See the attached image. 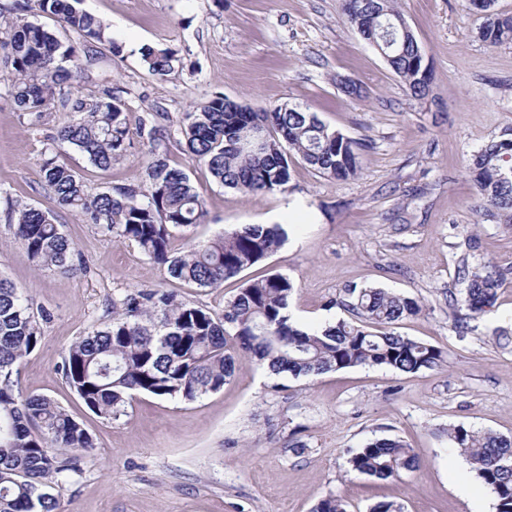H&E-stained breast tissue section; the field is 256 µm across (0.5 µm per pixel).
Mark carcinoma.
<instances>
[{"instance_id": "carcinoma-1", "label": "carcinoma", "mask_w": 512, "mask_h": 512, "mask_svg": "<svg viewBox=\"0 0 512 512\" xmlns=\"http://www.w3.org/2000/svg\"><path fill=\"white\" fill-rule=\"evenodd\" d=\"M482 11V39L490 45L512 40V16ZM82 0H12L0 4V51L5 71L0 83L21 112L41 120L60 103L70 117L50 138L40 168L41 181L56 204L82 214L114 238L129 241L168 274L199 288H218L244 270L264 262L286 242L279 224H247L214 238L172 248L174 230L202 223L204 202L188 174L168 162L171 132L161 113L140 118L111 89L100 95L75 89L80 55L56 31L28 20L29 14L55 18L88 44L117 51L112 32ZM377 12L376 0H341L345 19L386 55L391 71L418 99L427 95L430 71L415 36L400 27L395 0ZM141 57L148 71L165 76L175 53L147 45ZM185 150L221 185L244 195L288 190L291 165L299 160L317 173L346 180L359 170L363 144L329 129L317 116L286 104L251 106L216 94L183 113ZM145 148L139 186L94 191L55 152L66 143L92 165L106 169L125 158L133 140ZM512 137L488 141L474 155L472 169L480 203L476 212L512 223V182L501 175L512 167ZM13 235L29 258L45 269L73 266L76 252L54 216L19 202L12 205ZM466 313L458 327L483 315L497 299L501 280L492 272L463 269ZM294 282L267 273L244 282L218 317L209 309L177 299L162 288H138L112 301V320L73 343L62 373L85 406L100 418L117 420L138 394L163 400L194 401L218 392L248 358L273 375L295 378L358 366L388 367L414 374L437 366L444 352L402 336L394 326L420 311L418 302L381 288H348L336 305L354 320L307 328L292 319ZM32 302L12 281L0 276V512H55L54 491L81 473L77 457L93 447L89 432L55 400L25 396L17 387L18 366L42 338ZM452 447L470 464L481 484L496 497V512H512V436L463 425L448 429ZM62 453L70 454L65 461ZM350 470L379 480H396L418 467L412 449L397 438L376 439L353 452ZM311 512H346L328 495Z\"/></svg>"}]
</instances>
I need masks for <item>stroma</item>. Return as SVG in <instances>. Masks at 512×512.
Here are the masks:
<instances>
[{
  "label": "stroma",
  "mask_w": 512,
  "mask_h": 512,
  "mask_svg": "<svg viewBox=\"0 0 512 512\" xmlns=\"http://www.w3.org/2000/svg\"><path fill=\"white\" fill-rule=\"evenodd\" d=\"M396 5L432 70L422 100L345 20L339 0H84L118 50L94 46L83 90L118 88L134 122L164 113L169 162L189 174L204 201L205 223L177 231L174 248L243 224H279L287 233L269 260L216 289L171 278L135 244L57 208L40 167L65 115L34 123L0 84V274L50 315L19 367L18 388L58 401L95 443L56 512H310L330 494L347 512H369L383 500L402 503L404 512H495L488 487L460 491L463 458L446 432L462 425L512 436V224L476 212L469 170L486 142L512 130V41H482V20L466 0ZM157 44L176 56L164 77L141 60V47ZM341 78L361 83L365 97L346 99ZM218 92L316 113L362 142L358 174L337 181L297 161L286 192L245 196L220 186L185 152L179 133L184 112ZM59 151L93 190L141 182V145L107 169L68 146ZM11 199L53 212L80 265L37 267L13 236ZM464 264L488 267L503 286L491 311L461 333L454 320ZM270 270L295 281L290 313L310 327L345 319L334 301L353 286L418 299L420 312L398 330L441 348L443 361L415 374L359 366L295 378L269 376L244 360L218 392L192 402L141 395L110 422L67 384L66 350L108 320L114 297L151 285L220 314L242 279ZM383 437L405 441L419 469L397 481L352 472L350 450Z\"/></svg>",
  "instance_id": "1"
}]
</instances>
